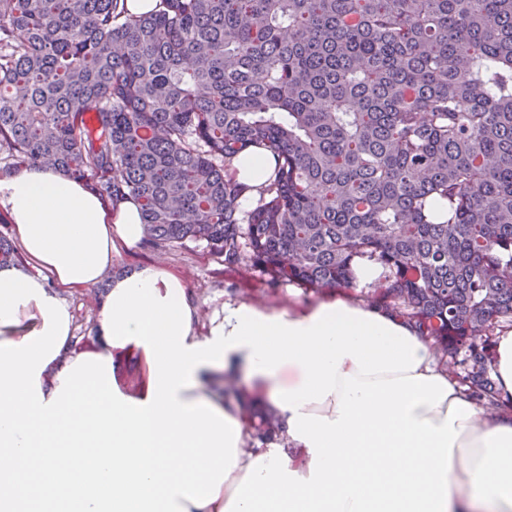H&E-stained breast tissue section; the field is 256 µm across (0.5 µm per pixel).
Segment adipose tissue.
<instances>
[{
  "label": "adipose tissue",
  "instance_id": "adipose-tissue-1",
  "mask_svg": "<svg viewBox=\"0 0 512 512\" xmlns=\"http://www.w3.org/2000/svg\"><path fill=\"white\" fill-rule=\"evenodd\" d=\"M273 167L233 161L242 202ZM0 208L38 269L0 266V512H512V411L478 408L399 317L344 292L207 312L170 271L112 273L145 236L137 203L50 168L0 180ZM104 280L78 351L65 295ZM219 375L277 412L287 448L249 447Z\"/></svg>",
  "mask_w": 512,
  "mask_h": 512
}]
</instances>
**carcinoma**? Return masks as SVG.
<instances>
[{
    "instance_id": "carcinoma-1",
    "label": "carcinoma",
    "mask_w": 512,
    "mask_h": 512,
    "mask_svg": "<svg viewBox=\"0 0 512 512\" xmlns=\"http://www.w3.org/2000/svg\"><path fill=\"white\" fill-rule=\"evenodd\" d=\"M275 166L249 210L234 159ZM139 203L154 248L373 302L500 406L512 328V0H0V177ZM22 262L0 233V265ZM254 438L283 440L275 411ZM495 374L500 399L510 406L512 399V331L495 337Z\"/></svg>"
}]
</instances>
